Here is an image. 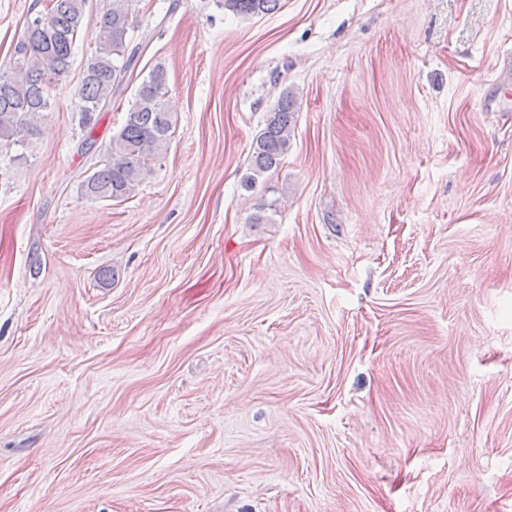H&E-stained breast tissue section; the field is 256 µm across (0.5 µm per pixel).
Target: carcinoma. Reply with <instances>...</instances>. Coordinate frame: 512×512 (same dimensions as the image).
<instances>
[{"mask_svg":"<svg viewBox=\"0 0 512 512\" xmlns=\"http://www.w3.org/2000/svg\"><path fill=\"white\" fill-rule=\"evenodd\" d=\"M130 2L109 0L77 90L80 122L89 127L111 104L130 75L139 47L130 46ZM87 0H49L27 19L14 47L13 70L0 74V141L19 142L36 134L35 120L51 106L53 91L70 66L73 48L83 36ZM280 0H221L238 16L269 14ZM166 70L156 65L135 90L122 127L112 135L109 159L101 161L81 185L92 199L124 201L151 173L148 161L160 155L175 119L163 102ZM296 95L285 90L267 112L252 142L251 180L279 168L288 154L296 124Z\"/></svg>","mask_w":512,"mask_h":512,"instance_id":"obj_1","label":"carcinoma"}]
</instances>
